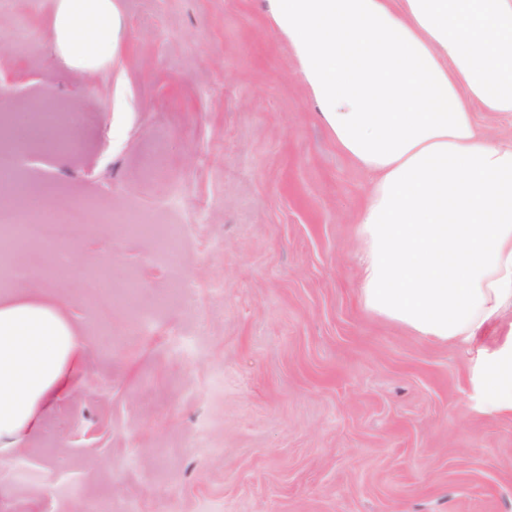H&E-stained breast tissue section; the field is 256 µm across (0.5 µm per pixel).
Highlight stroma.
<instances>
[{"label": "stroma", "mask_w": 512, "mask_h": 512, "mask_svg": "<svg viewBox=\"0 0 512 512\" xmlns=\"http://www.w3.org/2000/svg\"><path fill=\"white\" fill-rule=\"evenodd\" d=\"M106 76L48 52L52 0H0V115L27 149L0 208L74 213L9 255L86 346L0 451V512H512V316L441 344L366 312L367 187L268 0H115ZM184 226L177 250L101 223ZM138 282L134 296L123 287ZM489 384L500 395L502 406L512 410V361L500 362L497 374L489 379Z\"/></svg>", "instance_id": "1"}]
</instances>
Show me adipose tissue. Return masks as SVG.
Here are the masks:
<instances>
[{
  "instance_id": "obj_1",
  "label": "adipose tissue",
  "mask_w": 512,
  "mask_h": 512,
  "mask_svg": "<svg viewBox=\"0 0 512 512\" xmlns=\"http://www.w3.org/2000/svg\"><path fill=\"white\" fill-rule=\"evenodd\" d=\"M337 149L370 177L357 213L370 313L441 342L512 312V0H269ZM114 0H53L52 56L103 74L118 52ZM85 347L51 299L0 298V447L38 430L77 387ZM477 119L491 138H512V115L510 113L480 112Z\"/></svg>"
}]
</instances>
